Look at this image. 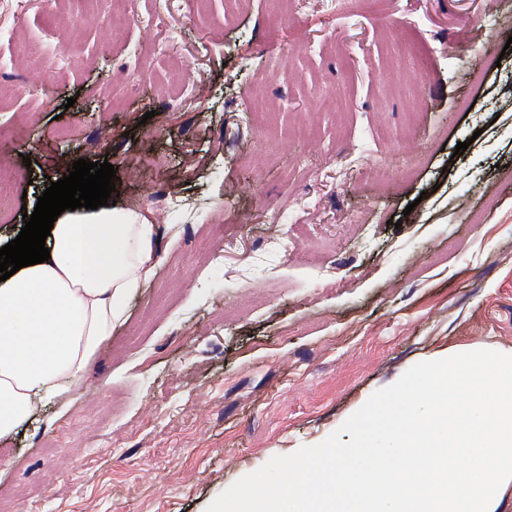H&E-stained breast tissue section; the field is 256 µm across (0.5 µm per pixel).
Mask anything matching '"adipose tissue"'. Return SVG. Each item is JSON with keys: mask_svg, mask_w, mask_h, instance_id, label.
I'll use <instances>...</instances> for the list:
<instances>
[{"mask_svg": "<svg viewBox=\"0 0 512 512\" xmlns=\"http://www.w3.org/2000/svg\"><path fill=\"white\" fill-rule=\"evenodd\" d=\"M158 227L130 206L64 211L48 261L0 281V438L75 390L155 269Z\"/></svg>", "mask_w": 512, "mask_h": 512, "instance_id": "adipose-tissue-1", "label": "adipose tissue"}]
</instances>
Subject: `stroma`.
I'll use <instances>...</instances> for the list:
<instances>
[{
  "label": "stroma",
  "mask_w": 512,
  "mask_h": 512,
  "mask_svg": "<svg viewBox=\"0 0 512 512\" xmlns=\"http://www.w3.org/2000/svg\"><path fill=\"white\" fill-rule=\"evenodd\" d=\"M292 2L14 0L0 13L22 34L0 40V155L19 173L0 197V247L64 161H109L120 205L170 193L201 206L195 223L160 225L154 274L81 388L0 440L1 496L36 491L40 512H204L410 366L512 354V180L499 178L512 7ZM474 22L479 45L463 40ZM487 44L499 65L483 67ZM179 67L198 83L173 103L158 83ZM216 224L237 237L219 263Z\"/></svg>",
  "instance_id": "stroma-1"
}]
</instances>
